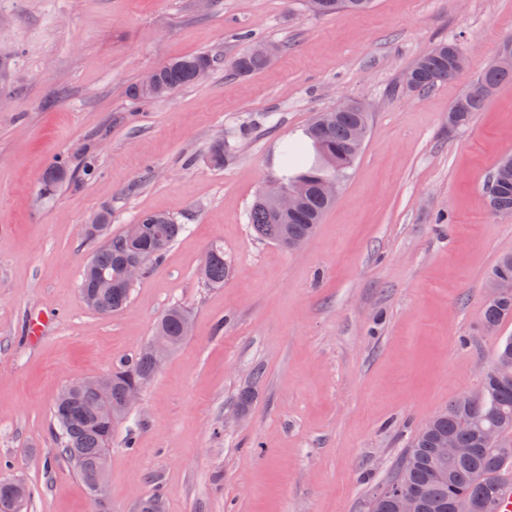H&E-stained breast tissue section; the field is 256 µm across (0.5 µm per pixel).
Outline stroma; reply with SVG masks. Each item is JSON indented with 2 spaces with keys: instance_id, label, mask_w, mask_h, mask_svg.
<instances>
[{
  "instance_id": "1",
  "label": "stroma",
  "mask_w": 512,
  "mask_h": 512,
  "mask_svg": "<svg viewBox=\"0 0 512 512\" xmlns=\"http://www.w3.org/2000/svg\"><path fill=\"white\" fill-rule=\"evenodd\" d=\"M512 38V0H374L313 13L306 0H0V480L22 512H369L420 424L479 389L512 317L482 320L490 272L512 253V219L484 188L512 155V82L463 128L448 110ZM274 46L236 75L249 40ZM464 77L424 93L403 76L437 44ZM206 80L138 101L130 87L187 55ZM370 128L313 237L286 250L248 212L274 183L282 144L347 101ZM228 141L213 168L209 150ZM70 182L42 194L44 170ZM110 234L146 211L185 230L120 310L82 299L101 210ZM221 246L222 286L200 274ZM181 305L192 332L112 429L103 501L51 456L53 404L111 374ZM50 313L39 340L31 315ZM251 403L240 407L242 393ZM10 482L13 484L10 488H1V485L4 486L7 482H0V512H21L27 494L26 487L18 481Z\"/></svg>"
}]
</instances>
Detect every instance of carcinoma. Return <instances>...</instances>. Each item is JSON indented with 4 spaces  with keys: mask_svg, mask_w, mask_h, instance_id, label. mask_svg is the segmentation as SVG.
Wrapping results in <instances>:
<instances>
[{
    "mask_svg": "<svg viewBox=\"0 0 512 512\" xmlns=\"http://www.w3.org/2000/svg\"><path fill=\"white\" fill-rule=\"evenodd\" d=\"M371 0H322L316 13L333 14L340 9L364 11ZM455 46L442 43L420 56L407 71L406 86L417 92L427 91L440 83L456 79L450 51ZM270 61L267 54L247 49L238 56L233 69L240 76L252 75L264 69ZM217 61L206 53L175 59L158 69V88L149 90L139 84L131 86L130 96L147 100L169 95L177 88L197 82V69L213 70ZM476 81L484 84L489 93L512 81V39L502 47L495 63L487 67ZM487 98L459 96L448 110V126L457 128L469 123L472 114L484 108ZM368 127V113L359 103L348 102L333 110L321 113L307 130L311 140L312 155L291 173L282 177L280 185L304 188L297 209L284 215L275 214L259 193L250 211L249 224L255 233L276 244L282 236L307 240L314 232L323 214L334 199L323 195L320 186L325 181L342 179L359 153L354 136L361 128ZM69 177L65 166L56 163L49 167L43 178V192L52 193ZM487 202L494 213H512V170L497 189L487 193ZM141 225L139 236L130 238L122 233L109 238L87 262L80 284L83 300L91 301L105 314L121 309L131 298L133 287L122 278L125 265L138 262L142 265L159 259L183 230V225L163 213H143L137 219ZM207 264L204 277L213 286L224 284L229 265L224 260V249L210 248L204 257ZM112 276V288L97 287L101 275ZM492 278L512 279V254L498 259L491 270ZM512 316V295L489 302L483 310V322L488 328H497L504 319ZM188 312L179 305L170 307L158 322L151 340H163L176 352L186 335L183 324ZM156 369L151 358L139 352L121 362L112 373L109 402L112 416L106 417L102 408L103 398L96 392L75 382L58 397L53 407L54 418L60 430L61 450L74 465L90 494H95L98 471L107 465L106 451L112 442V425L125 416V394L131 382L147 383ZM496 434L493 444L485 434ZM453 435L463 448L475 452L468 458L456 460L448 466V480L434 477L433 449L436 442ZM512 470V379L498 376L490 368L483 378L480 393L464 394L448 403V408L436 414L433 428L428 435H417L400 460L394 476L370 502V512H387L383 495L387 488L399 483L422 492L430 503L431 512H448L476 497L487 504L488 512H498L497 495L502 475ZM27 490L15 481L10 488L0 487V512H21Z\"/></svg>",
    "mask_w": 512,
    "mask_h": 512,
    "instance_id": "obj_1",
    "label": "carcinoma"
}]
</instances>
